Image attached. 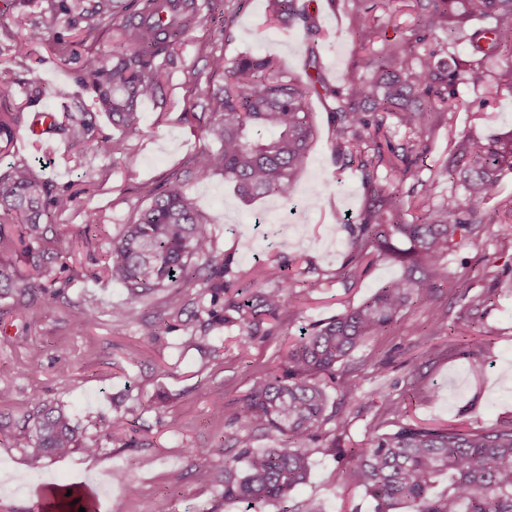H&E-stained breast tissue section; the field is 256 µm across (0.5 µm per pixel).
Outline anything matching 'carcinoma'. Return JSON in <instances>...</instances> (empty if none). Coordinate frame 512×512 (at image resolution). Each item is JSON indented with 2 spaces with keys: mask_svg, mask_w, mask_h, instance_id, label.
Instances as JSON below:
<instances>
[{
  "mask_svg": "<svg viewBox=\"0 0 512 512\" xmlns=\"http://www.w3.org/2000/svg\"><path fill=\"white\" fill-rule=\"evenodd\" d=\"M43 2L44 21L20 34L15 52L50 37L64 61L74 45H82L78 83L112 120V136L99 135L96 114L67 86H56L50 94L68 105L64 120L54 121L50 131L75 147L93 143L114 157L127 153L139 129V103L161 92L165 69L159 57L171 59L202 13L223 11L227 32L240 8L238 0ZM351 2L355 11L348 34L365 55L346 71L341 88L329 86L316 61L305 76L292 77L265 56L210 57V69L224 76V84L193 105L208 116L206 133L217 149L197 153L187 170L155 189L138 216L121 225L107 252V275L127 292V301L112 309L116 319H136V303L160 289L176 292L198 281L203 285L196 301L200 332L231 324L243 344L251 343L283 309L295 307L289 267L270 264L261 273L276 283L274 288L242 279L232 258L215 247L211 222L187 198L185 182L219 170L244 200H289L314 139L310 101L328 102L335 157L357 163L368 198L359 218L345 223L348 264L389 261L401 274L359 305L306 330L274 372L254 381L237 420L271 437L273 445L224 450V499L245 503L251 512H265L269 505L276 512H319L293 502L292 492L309 476L311 444L321 439L326 425L342 420L328 389L345 399L358 394L356 382L336 377V365L391 329L414 301L455 287L446 258L476 234L484 205L495 197L499 176L512 160V144L500 147L461 136L448 150L444 172L460 183L463 199L450 194L436 203L435 184L420 179L403 190L427 150L437 117L457 111L458 86L478 89L495 79L512 91V69L495 76L488 67L494 59H512V0H410L413 23L397 39L386 38L367 17L364 0ZM267 13L272 22L298 23L307 34H319L298 0H267ZM61 23L69 35L56 30ZM105 23L116 30L108 54L93 46ZM461 40L470 54L455 58L450 68L439 55ZM22 119L21 112L0 113V152L9 148ZM389 119L403 131L399 144L391 139ZM382 168L391 180L379 178ZM91 191L87 184L77 190L54 188L27 164L0 174V255L17 254L0 258V297L29 307L37 292L46 291L36 279L49 277L57 264L66 266L77 240L88 241L92 229L103 228V215L92 209L70 237L53 224L54 216ZM489 302L484 292L465 296L467 317H481ZM28 405L20 428L36 466L75 448L93 455L100 442H112L126 425L120 412L103 418L96 424L97 438L82 442L68 408L37 392ZM325 451L348 459L347 480L373 499L374 512H512V428L462 430L404 422L360 446L342 448L333 440ZM187 452L199 472L208 469L212 449ZM67 489L50 487L44 512H65Z\"/></svg>",
  "mask_w": 512,
  "mask_h": 512,
  "instance_id": "cac0c4a2",
  "label": "carcinoma"
}]
</instances>
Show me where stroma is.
Masks as SVG:
<instances>
[{"mask_svg": "<svg viewBox=\"0 0 512 512\" xmlns=\"http://www.w3.org/2000/svg\"><path fill=\"white\" fill-rule=\"evenodd\" d=\"M0 0V113L15 112L28 89L73 84L78 60L63 63L50 44L30 45L15 57L7 48L21 20L40 19V0L24 10ZM313 16L320 33L306 37L300 25H268L265 0H243L232 27L222 16L206 17L187 35L173 63L167 64L162 92L164 106L140 105L141 130L126 155L112 158L94 146L76 149L61 136L49 143L20 131L10 153H0V172L26 161L53 186L80 187L93 180V195L82 196L77 209L55 216L58 232L74 230L82 211L91 208L108 218L90 247L76 252L58 271L53 299H38L30 308L15 309L0 298V375L11 377L12 392L0 398V482L11 478L20 488L0 490V512H40L39 491L50 484H69L93 496L99 512H244L238 502L224 500V450L246 441L266 448L268 436L246 432L235 415L254 379L274 369L298 339L301 330L357 306L401 269L386 261L370 266L350 287L336 282L348 255L343 219L357 220L366 204L356 166H341L333 154L327 105L311 103L316 133L305 165L294 184L291 202L262 197L244 202L222 174L189 180L187 196L212 222L217 248L230 254L245 278H259L262 265L289 262L295 275L292 292L300 307L281 315L271 334L241 347L237 327H220L205 344L194 346L193 301L200 282L180 290L178 304L160 290L137 305V321H118L112 308L127 299L123 286L94 279L111 235L130 222L150 201V194L175 169L187 168L199 151L210 148L204 125L189 115L193 100L206 86L223 84L207 66L210 53L225 59L249 51L273 58L284 72L304 75L316 59L334 87L357 58L347 37L349 15L329 0H299ZM460 108L434 130L429 147L415 166L416 178L435 182L439 196L455 186L443 172L449 135L468 134L483 141L512 139V92L488 85L460 87ZM512 200V169H504L494 204L486 205L478 234L448 258L449 275L459 285L444 288L431 300L415 302L401 322L376 337L336 367V374L359 386L356 399L337 401L343 419L336 440L348 448L370 434L387 433L406 420L426 426L462 425L503 428L512 425V223L493 222L495 203ZM493 289L495 298L476 323L463 320V297ZM91 309L92 325L80 328V309ZM444 317L446 330L434 328ZM169 320V329L148 336L145 322ZM140 348L137 361L127 353ZM70 408L82 437L95 435L98 417L112 415L114 405L129 411V429L139 447L102 445L93 455L74 450L45 460L28 461L18 421L29 410L33 392ZM386 394L393 412L378 409ZM165 396L164 407L155 404ZM214 449L211 470L200 477L188 449ZM347 462L316 450L307 481L293 493L295 501L314 502L320 512H373L364 492L345 481ZM137 487L127 495L123 483Z\"/></svg>", "mask_w": 512, "mask_h": 512, "instance_id": "stroma-1", "label": "stroma"}]
</instances>
